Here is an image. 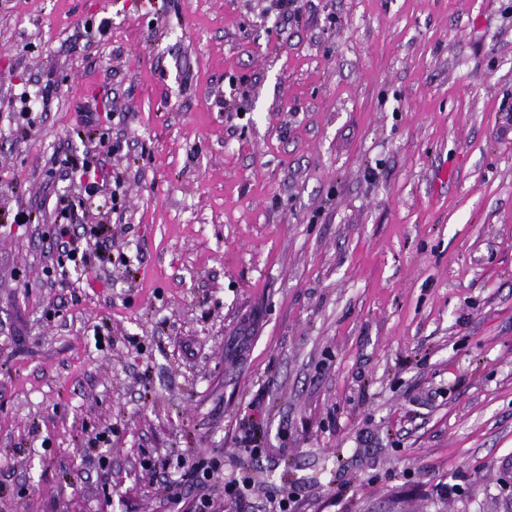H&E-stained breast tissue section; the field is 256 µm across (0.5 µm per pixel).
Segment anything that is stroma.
I'll return each instance as SVG.
<instances>
[{
	"mask_svg": "<svg viewBox=\"0 0 512 512\" xmlns=\"http://www.w3.org/2000/svg\"><path fill=\"white\" fill-rule=\"evenodd\" d=\"M49 80L0 113V512H186L187 452L255 484L216 512H500L512 0H0V98ZM61 197L128 265L45 276ZM90 151H87L82 156L80 155H65L62 164L65 170L72 174L79 176V182L84 185V191L87 195L95 194L98 192L100 183L103 185L107 180H112V202L117 199L120 200L121 193H123L124 180L120 173L107 171V160L104 159L103 163L93 164L90 160ZM100 179V180H99ZM101 181V182H100Z\"/></svg>",
	"mask_w": 512,
	"mask_h": 512,
	"instance_id": "1",
	"label": "stroma"
}]
</instances>
